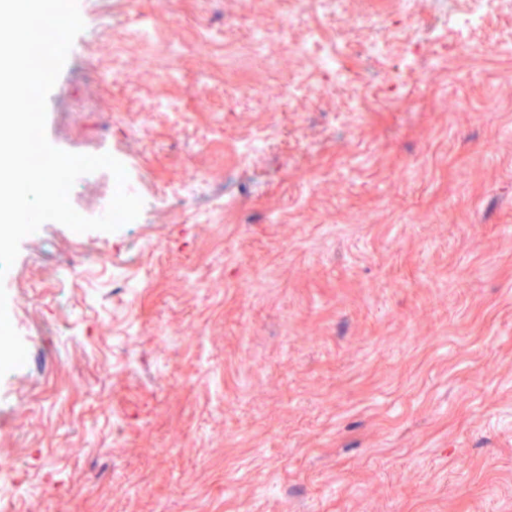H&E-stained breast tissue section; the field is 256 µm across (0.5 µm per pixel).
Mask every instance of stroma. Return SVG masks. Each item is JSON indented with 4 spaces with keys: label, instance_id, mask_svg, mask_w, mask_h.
<instances>
[{
    "label": "stroma",
    "instance_id": "stroma-1",
    "mask_svg": "<svg viewBox=\"0 0 512 512\" xmlns=\"http://www.w3.org/2000/svg\"><path fill=\"white\" fill-rule=\"evenodd\" d=\"M143 57L74 40L57 148L118 151L142 223L45 224L12 265L24 368L0 378L13 512H512V14L473 42L438 0H84ZM400 21L387 103L345 112L308 56ZM268 38L251 50L250 37ZM448 54L428 61L438 42ZM180 56L171 81L151 63ZM118 64L109 86L77 72ZM269 150L241 162L288 82ZM162 106L149 124L142 100ZM209 194L182 196L191 172ZM141 283L128 296V281Z\"/></svg>",
    "mask_w": 512,
    "mask_h": 512
}]
</instances>
